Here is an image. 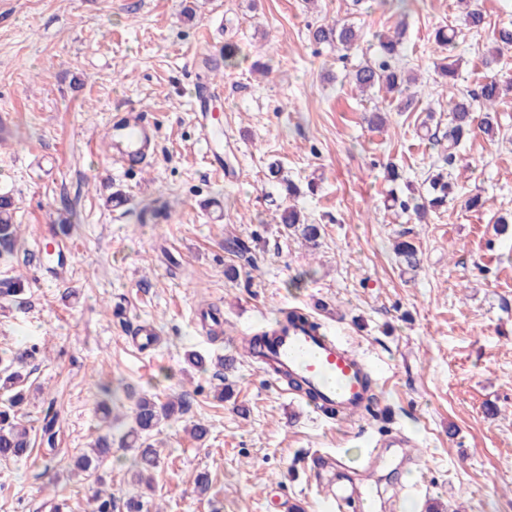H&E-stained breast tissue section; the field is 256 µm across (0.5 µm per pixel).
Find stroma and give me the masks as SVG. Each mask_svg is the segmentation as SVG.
<instances>
[{"label":"stroma","instance_id":"stroma-1","mask_svg":"<svg viewBox=\"0 0 512 512\" xmlns=\"http://www.w3.org/2000/svg\"><path fill=\"white\" fill-rule=\"evenodd\" d=\"M474 3L486 17L478 34L457 0H0V113L13 117L0 130V196L12 197L20 226L18 249L0 250V277L26 285L22 305L0 304V349L33 352L24 412L35 440L30 459L0 464V512L55 502L91 512L90 481L65 473L98 435L122 434L101 421L107 387L119 390V416L141 397L189 402L151 437V490L131 482L133 451L113 448L100 474L119 499L140 494L162 512H329L333 492L372 512H512V227L496 222L512 213V90L496 137L477 131L461 146L448 206L421 223L391 201L421 187L449 100L476 91L492 30L512 23V0ZM403 17V63L417 77L407 110L351 80L375 57V32ZM338 20L364 35L346 57L311 36ZM448 24L459 32L452 50L434 42ZM228 43L235 66L214 79ZM440 61L456 79L441 77ZM216 80L220 173L196 122L198 89ZM119 108L160 129L155 155L131 174L100 148ZM275 160L315 192L285 198L265 178ZM389 163L402 180H388ZM476 194L484 207L467 209ZM287 202L322 225L317 245L272 223ZM231 236L252 261L226 251ZM401 241L416 246V270L400 264ZM287 308L380 365L381 412L344 427L247 361L243 337ZM210 309L218 324L200 322ZM143 323L158 334L145 351L131 340ZM192 351L207 371L187 363ZM50 406L59 421L49 439ZM198 421L209 427L201 442L188 432ZM392 429L412 442L404 456L316 471L318 456L357 460Z\"/></svg>","mask_w":512,"mask_h":512}]
</instances>
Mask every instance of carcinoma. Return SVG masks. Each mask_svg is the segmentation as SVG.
Wrapping results in <instances>:
<instances>
[{
  "instance_id": "1",
  "label": "carcinoma",
  "mask_w": 512,
  "mask_h": 512,
  "mask_svg": "<svg viewBox=\"0 0 512 512\" xmlns=\"http://www.w3.org/2000/svg\"><path fill=\"white\" fill-rule=\"evenodd\" d=\"M459 6L465 13L464 21L469 29L479 31L485 28L484 14L477 8L471 7V0H458ZM407 36V23L400 21L386 32L375 35L378 44L376 58L359 66L352 73V81L363 92L373 89L384 90L401 97V108L408 109L413 104L415 95L411 93L413 79L405 74L400 66L401 50ZM312 39L318 44L336 45L345 51L357 50L360 46L361 32L354 25L336 22L333 25H321L312 31ZM512 48V26L502 25L493 30L491 47L487 52L486 65L492 66L498 62L503 50ZM503 91L501 80L495 76L488 77L480 86L476 101L481 103L483 112L481 128L484 134L491 136L498 130V121L494 106ZM469 97L463 96L448 106L452 112L448 134L438 156L442 165L436 173L428 176L426 193L415 194L400 199L393 197V202L402 210H413L419 218H425L428 211L438 209L448 204L452 193L453 181L448 176L447 166L455 160L462 140L473 132L474 112ZM267 179L291 196L299 193L297 185L283 177L282 166L273 161L267 167ZM273 221L282 226L287 235H299L309 242H315L321 237L322 227L304 221L300 213L291 207L283 206L276 210ZM19 226L14 224L12 204L0 197V245L14 247L18 242ZM396 255L408 268L418 265V250L409 242L397 245ZM23 288L17 277L0 279V299L14 304L23 303ZM300 322L313 329L320 323L303 309L293 308L281 311V316L273 328L251 339L254 346H264L270 343L271 336L277 333L284 322ZM29 354L17 353L9 349L0 351V390L9 393L8 398L0 407V460H18L28 458L32 454L31 429L21 417L20 410L26 402L25 384L29 373L26 372ZM186 401L183 397H173L162 403L151 398L142 397L135 401L130 409L131 424L121 437V445L125 448H135L138 454L133 467L136 471V482L150 485L146 473L151 471L157 461V450L149 442L151 433L173 416L183 412ZM112 456V440L109 436H100L87 451L80 453L74 466L77 472L86 477L98 474L103 463Z\"/></svg>"
}]
</instances>
